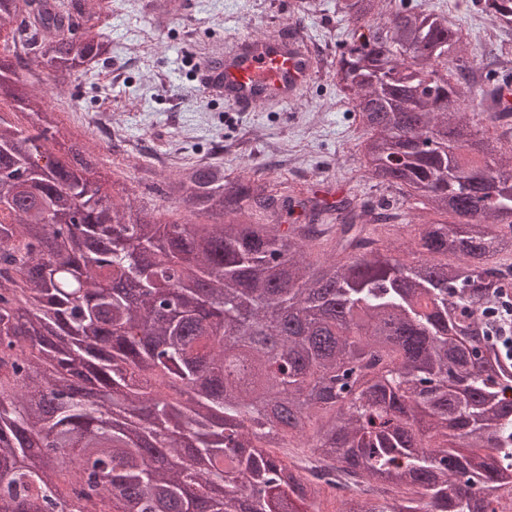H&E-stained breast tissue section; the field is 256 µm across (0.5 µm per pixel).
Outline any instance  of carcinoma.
<instances>
[{
  "label": "carcinoma",
  "mask_w": 512,
  "mask_h": 512,
  "mask_svg": "<svg viewBox=\"0 0 512 512\" xmlns=\"http://www.w3.org/2000/svg\"><path fill=\"white\" fill-rule=\"evenodd\" d=\"M336 0L360 167L396 195L320 209L176 174L207 216L106 200L18 69L58 88L112 54L108 0H0V512H497L512 487L509 75L436 4ZM512 39V0H474ZM81 29L76 43L69 32ZM420 201L417 248L379 231ZM302 222L286 223L294 208ZM259 210L266 223L248 220ZM454 216V221L446 220ZM444 256L442 263L437 257ZM309 448L319 471L300 455Z\"/></svg>",
  "instance_id": "carcinoma-1"
}]
</instances>
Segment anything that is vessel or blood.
<instances>
[{
    "label": "vessel or blood",
    "instance_id": "1",
    "mask_svg": "<svg viewBox=\"0 0 512 512\" xmlns=\"http://www.w3.org/2000/svg\"><path fill=\"white\" fill-rule=\"evenodd\" d=\"M310 72L309 58L296 51L290 38H245L226 56L205 62L198 80L210 94L251 112L268 101L290 103Z\"/></svg>",
    "mask_w": 512,
    "mask_h": 512
}]
</instances>
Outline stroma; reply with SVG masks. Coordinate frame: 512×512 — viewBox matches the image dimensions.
<instances>
[{
    "label": "stroma",
    "instance_id": "35a3bbf8",
    "mask_svg": "<svg viewBox=\"0 0 512 512\" xmlns=\"http://www.w3.org/2000/svg\"><path fill=\"white\" fill-rule=\"evenodd\" d=\"M294 2L112 0L111 59L61 92L48 69L24 77L50 108L68 113L75 138L98 158L104 189L127 191L147 210L163 205L159 187L191 163L220 166L228 180L283 177L326 203L375 194L356 162L360 119L329 67L349 28L337 25L332 0L302 16ZM288 33L303 37L313 71L300 101L241 112L198 83L201 64L236 37Z\"/></svg>",
    "mask_w": 512,
    "mask_h": 512
}]
</instances>
